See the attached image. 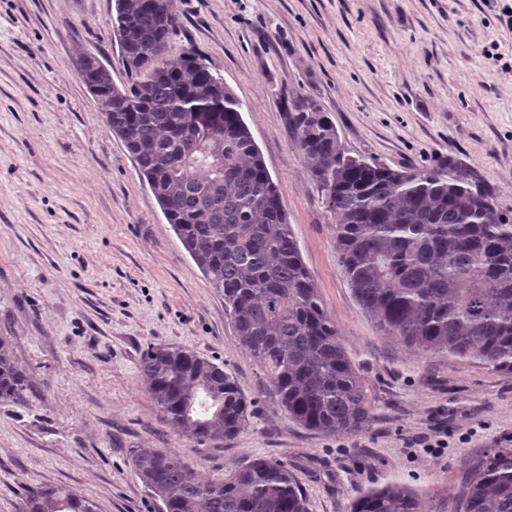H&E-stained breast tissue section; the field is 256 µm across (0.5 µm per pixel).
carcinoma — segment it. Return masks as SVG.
I'll return each instance as SVG.
<instances>
[{
	"mask_svg": "<svg viewBox=\"0 0 512 512\" xmlns=\"http://www.w3.org/2000/svg\"><path fill=\"white\" fill-rule=\"evenodd\" d=\"M124 88L100 60L78 75L121 141L185 251L212 287L276 404L294 424L355 433L372 420L364 379L342 347L288 223L278 185L245 123L243 103L194 53L172 50L175 0H114ZM169 47L167 56L159 48ZM308 175L329 191L339 261L378 329L415 351L512 372V221L489 193L450 164L398 170L346 155L335 124L302 93L289 102ZM140 373L147 395L182 435L232 439L251 402L233 376L197 353L150 345ZM29 391L0 338V399ZM161 512H308L288 464L255 458L221 482L201 481L176 455L130 450ZM352 512H424L391 483L361 493ZM24 512H97L63 485L28 490ZM459 512H512V448L474 470Z\"/></svg>",
	"mask_w": 512,
	"mask_h": 512,
	"instance_id": "cac0c4a2",
	"label": "carcinoma"
}]
</instances>
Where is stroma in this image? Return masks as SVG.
<instances>
[{
    "mask_svg": "<svg viewBox=\"0 0 512 512\" xmlns=\"http://www.w3.org/2000/svg\"><path fill=\"white\" fill-rule=\"evenodd\" d=\"M114 0H0V337L30 391L0 400V512L29 487L65 485L99 512H160L134 448L178 455L218 482L254 458L287 463L308 512H351L400 483L426 512H457L473 465L512 448V372L418 354L382 335L336 253L327 193L294 145L288 98L332 118L346 153L370 162L456 165L512 219V29L501 0H176L177 51L197 52L243 101L293 235L373 418L325 435L288 420L212 288L167 224L80 81L83 55L128 85ZM195 351L253 403L233 439L179 435L144 390L148 344ZM448 432L427 454L420 436Z\"/></svg>",
    "mask_w": 512,
    "mask_h": 512,
    "instance_id": "stroma-1",
    "label": "stroma"
}]
</instances>
